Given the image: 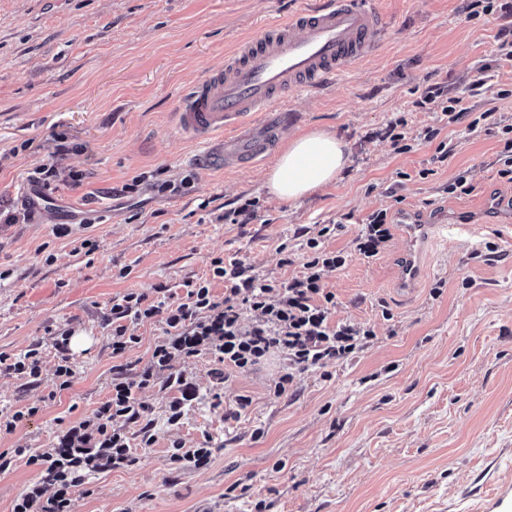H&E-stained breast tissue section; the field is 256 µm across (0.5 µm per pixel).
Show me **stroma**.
<instances>
[{
  "mask_svg": "<svg viewBox=\"0 0 512 512\" xmlns=\"http://www.w3.org/2000/svg\"><path fill=\"white\" fill-rule=\"evenodd\" d=\"M374 2L382 43L326 87L288 98V135L324 130L351 149L335 182L292 204L264 185L274 158L201 170L192 161L201 146L174 114L186 87L300 0H0V353L40 344L42 369L36 381L0 373V409L37 410L0 435V453L13 457L0 473V512L40 478L19 449L53 447L110 397L113 366L136 373L162 340L163 316L130 324L139 343L113 357V299L152 298L161 285L180 299L199 279L223 298L211 278L217 258L286 281L303 271L300 230L317 224L336 225L325 247L346 257L323 276L336 295L331 320L373 330L369 346L297 375L278 399L269 387L284 361L227 369L218 390L209 356L176 359L198 388L181 424L166 422L168 392L144 390L155 443L74 487L71 512H512V182L499 174L495 128L512 122V60L499 52L512 15L469 16L467 0ZM486 69L492 81L477 86ZM431 87L462 96L469 119L417 107ZM398 118L403 153L387 134ZM432 128L452 147L446 160L425 138ZM52 157L60 175L44 199L30 177ZM460 177L466 191L449 192ZM165 182L171 190L160 191ZM250 200L246 223L225 220ZM380 209L391 239L368 259L352 241ZM462 209L482 219L480 234L427 242L418 280L400 291L401 215ZM61 224L69 236L57 235ZM62 329L85 345L71 349L75 376L58 391ZM240 395L250 405L225 420ZM176 440L213 448L210 464L171 462Z\"/></svg>",
  "mask_w": 512,
  "mask_h": 512,
  "instance_id": "1",
  "label": "stroma"
}]
</instances>
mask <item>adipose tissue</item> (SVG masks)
Segmentation results:
<instances>
[{"label":"adipose tissue","mask_w":512,"mask_h":512,"mask_svg":"<svg viewBox=\"0 0 512 512\" xmlns=\"http://www.w3.org/2000/svg\"><path fill=\"white\" fill-rule=\"evenodd\" d=\"M348 161L349 150L341 138L313 130L289 139L265 185L277 199L294 203L335 181Z\"/></svg>","instance_id":"ef3b65f1"}]
</instances>
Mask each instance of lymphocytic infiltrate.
I'll list each match as a JSON object with an SVG mask.
<instances>
[{
  "mask_svg": "<svg viewBox=\"0 0 512 512\" xmlns=\"http://www.w3.org/2000/svg\"><path fill=\"white\" fill-rule=\"evenodd\" d=\"M335 227L324 224L307 237L305 262L300 276L280 284L262 280L242 262L212 263L214 278L224 283L223 299H215L210 282L188 283L185 300H149L129 292L112 302V353L119 356L138 337L129 335V323H142L155 316L164 318V338L153 350L147 366L135 376L123 371L112 375V395L91 417L69 428L57 446L29 455L28 464L41 469L38 482L17 498L13 512H69V492L93 472L114 470L133 461L126 427L138 425L141 447L155 442L154 424L141 400L143 390H172L167 423L179 425L188 405L197 398L192 377L174 371L176 358L211 355L215 362L248 372L272 355L287 362V370L272 386L274 397L283 396L296 374L330 361H348L363 351L374 337L372 330L339 323L331 324L336 296L327 291L325 271L344 266L343 253L327 250L324 240ZM257 312L245 323L244 311Z\"/></svg>",
  "mask_w": 512,
  "mask_h": 512,
  "instance_id": "lymphocytic-infiltrate-1",
  "label": "lymphocytic infiltrate"
}]
</instances>
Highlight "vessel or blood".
Masks as SVG:
<instances>
[{
	"label": "vessel or blood",
	"mask_w": 512,
	"mask_h": 512,
	"mask_svg": "<svg viewBox=\"0 0 512 512\" xmlns=\"http://www.w3.org/2000/svg\"><path fill=\"white\" fill-rule=\"evenodd\" d=\"M383 29L368 0H323L242 39L223 68L188 88L175 114L181 132L204 146L198 164L230 167L269 156L290 122L288 94L352 68L379 43ZM475 229L462 219L405 225L403 283L418 279V258L430 236L448 240Z\"/></svg>",
	"instance_id": "b4317fda"
}]
</instances>
